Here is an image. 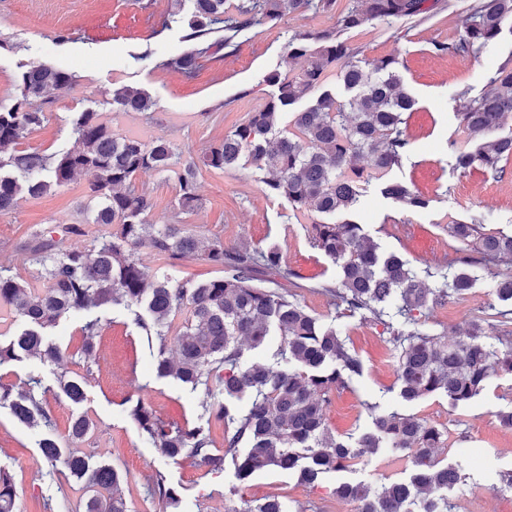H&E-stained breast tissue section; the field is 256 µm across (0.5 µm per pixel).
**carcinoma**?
<instances>
[{"instance_id":"1","label":"carcinoma","mask_w":512,"mask_h":512,"mask_svg":"<svg viewBox=\"0 0 512 512\" xmlns=\"http://www.w3.org/2000/svg\"><path fill=\"white\" fill-rule=\"evenodd\" d=\"M183 0H172V22L187 27L192 47L167 59L163 66L192 78L201 61L216 58L242 30L275 25L288 14H337V28H360L371 21L390 22L429 12L428 0H349L336 11V0H238L234 11L224 0H193L183 14ZM512 23V0H475L459 16L461 34L435 49L463 60L493 43ZM224 36L209 41L214 33ZM288 55L303 58L306 68L290 78L277 70L263 79L272 91L262 109L224 139L205 149L204 166L224 170L248 165L266 170L268 195L283 198L294 212L317 213L312 225L314 246L338 269L341 290L331 292L350 311L366 310L377 321L391 316L390 342L397 352L400 397L408 402L434 393L453 405L478 396L501 374H512V340H487L483 324L473 321L454 339L415 328V312L430 303H442L473 287L467 268L437 270L440 285L429 288L403 257L384 251L352 219L361 204L362 185L377 181L380 194L412 208L428 200L405 183L387 177L401 164L410 141L405 114L415 100L404 89L398 57H383L367 67L332 33L297 32L287 42ZM337 69V81L350 98L342 100L325 88L326 73ZM75 83V75L49 61L21 73L14 103L0 106V214L9 213L22 198L41 197L69 183L77 175L90 177L92 223L111 227L82 250L63 247V238L77 234L76 224L60 226L62 238L34 236L31 248L40 266L39 288L0 267V309L9 311L22 330L8 342L0 341V367L25 358L44 365L62 360L58 345L49 340L59 322L79 312L86 358L94 354V338L101 317L95 308L121 305L134 323L156 342L153 354L158 377H173L197 393L200 418L165 422L138 400L128 416L141 437L166 459L185 454L196 457L211 471L224 470L231 459L238 482L254 474L279 470L295 474L304 484L341 471L367 453L389 448L410 459L407 481L379 485L342 482L337 497L357 504V512H453L448 491L461 480V464L440 465L435 458L443 433L414 416L378 413L367 405L373 428L353 440L335 437L326 425L330 395L362 373V361L335 327L311 315L288 292L274 289L278 279L293 273L280 253L247 243L226 246L216 237L201 248L197 234L183 224L200 206L194 165L178 175L177 223L161 227L150 223L151 199L133 186L140 172H168L177 163L174 147L163 138L146 143L116 134L97 112H76L70 120L77 148L47 155L20 148L21 141L41 126L40 104L49 95ZM310 98V105H296ZM112 101L125 111L146 112L152 106L142 89L121 86ZM461 124L472 150L457 153L455 167L483 169L495 175L506 171L512 159V133L484 143L483 137L500 129L512 112V67L504 64L489 78L485 90L472 97L458 94ZM366 155L372 172L364 174L355 161ZM484 217L450 226L453 237L475 241L486 262L512 256V234L483 232ZM149 250L164 265L204 252L218 267L215 279L158 278L149 274L140 252ZM495 299L512 304V277L499 279ZM281 342L268 365L245 362V348H263L272 332ZM60 391L73 403L85 400L84 380L57 379ZM47 391L42 376L30 374L15 383L0 381V407L13 419L42 433L38 446L51 465L61 462L70 475L85 482L93 495L85 512H128L119 493L122 475L110 464H97L70 445L83 440L93 427L86 414L71 419L60 437L43 406ZM221 431L224 452L214 451L213 430ZM164 509L176 510L179 490L165 483L162 472L149 477ZM15 488L8 471L0 468V512H15ZM224 512H289L288 499L270 495L241 509Z\"/></svg>"}]
</instances>
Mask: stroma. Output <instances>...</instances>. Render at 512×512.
Masks as SVG:
<instances>
[{
	"label": "stroma",
	"mask_w": 512,
	"mask_h": 512,
	"mask_svg": "<svg viewBox=\"0 0 512 512\" xmlns=\"http://www.w3.org/2000/svg\"><path fill=\"white\" fill-rule=\"evenodd\" d=\"M426 16L373 21L341 33L358 60L371 62L395 55L406 90L416 105L407 115L410 151L390 176L428 199L426 208H411L383 198L368 184L364 205L355 214L366 234L388 251H396L416 271L434 265L449 266L477 258L475 244L454 238L449 226L467 222L480 213L489 215L486 232H512V162L508 173L496 178L480 169H455V152L470 148L456 115L457 95L470 89L479 95L489 75L512 60V30H503L495 43L462 60L435 52L434 43L458 38L457 19L472 0H430ZM170 0H0V104H12L17 80L33 63L48 60L75 74L71 88L57 92L43 105L45 120L24 139L28 150L53 153L74 148L67 123L75 112H97L118 134L149 142L162 137L179 155L180 163L198 162L202 152L259 110L269 93L263 76L271 70L297 75L303 62L289 57L286 43L294 33L332 31L336 19L324 14H290L276 25L240 33L233 54L204 62L193 78L164 67L169 56L188 49L184 28L169 19ZM151 51L152 62L142 65L137 53ZM129 85L145 90L153 105L145 112H127L112 101L114 88ZM262 172L252 168L214 171L200 168L197 191L202 206L188 226L202 239L221 238L225 244L249 243L274 247L295 275L297 299L323 322L335 324L347 345L360 356L361 376L335 391L326 409L329 430L337 436L359 434L370 423L367 404L387 412L412 415L444 433L442 464L463 463V478L449 493L454 512H512V489L501 488L497 472H512V429L501 427L497 414L512 408V375L493 378L474 400L450 405L442 394L414 402L399 395L396 352L383 323L361 315L342 314L322 284H337V269L314 247L312 213H293L287 202L266 194ZM135 188L149 196V220L168 224L176 206L177 177L172 173L143 172ZM88 179L80 176L38 199H21L0 215V267L25 280H35L37 267L28 250L32 230H56L78 224L82 234L66 238L70 249H82L107 228L91 221ZM512 275V261L491 263L466 294L423 309L420 327L433 334L453 336L468 322L486 318L493 302L494 282ZM102 328L95 339V355L82 354V315L64 319L52 333L63 352L61 364L51 367L30 358L0 368V381L10 383L30 373L41 374L48 388L43 404L65 434L73 415L88 414L93 427L78 451L121 471L120 492L128 512H162L148 493V478L162 471L182 494L181 512H224L279 494L303 506L306 512H356L353 502L336 498L339 482L380 483L405 481L411 469L392 461L386 449L367 454L347 470L326 475L314 485L300 483L283 472L253 475L239 485L236 496L232 468L214 472L197 459L161 458L139 435L127 416V400H143L167 422L195 417L196 393L173 378L157 377L152 350L144 332L123 307L103 311ZM81 375L86 399L73 405L59 393L58 374ZM37 431L17 424L8 409L0 408V467L10 472L15 485L16 512H44L46 498L66 502L70 512H82L89 497L84 484L67 478L50 465L38 446Z\"/></svg>",
	"instance_id": "stroma-1"
}]
</instances>
